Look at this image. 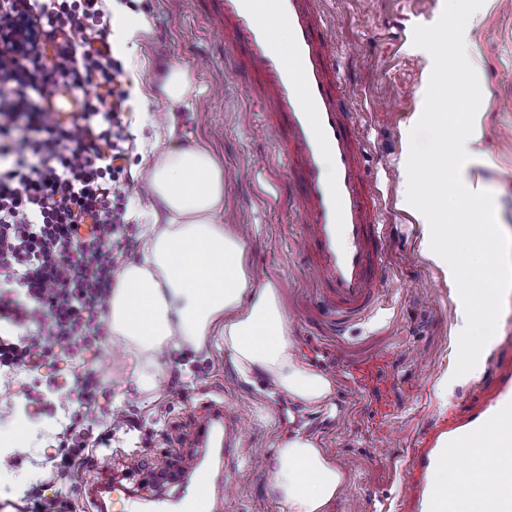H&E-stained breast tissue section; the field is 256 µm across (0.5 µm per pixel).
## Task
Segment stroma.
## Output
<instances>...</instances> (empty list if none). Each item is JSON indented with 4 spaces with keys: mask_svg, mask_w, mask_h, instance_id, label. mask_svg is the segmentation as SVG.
Listing matches in <instances>:
<instances>
[{
    "mask_svg": "<svg viewBox=\"0 0 512 512\" xmlns=\"http://www.w3.org/2000/svg\"><path fill=\"white\" fill-rule=\"evenodd\" d=\"M120 2L147 14L151 30L138 37L135 52L115 53L132 106L123 176L127 212L117 250L122 259H139L140 216L153 207L145 186L154 133L141 114L164 110L161 80L171 66H186L197 91L174 114V139L182 146L206 144L219 160L224 210L217 221L234 230L247 227L254 277L277 285L297 357L330 375L333 393L323 405L310 407L265 381L246 382L230 355L211 342L199 353L187 348L159 356L163 386L146 394L131 378L126 353L108 356L118 340L106 335L80 356L101 380L97 402L78 403L64 390L54 394L55 413L38 416V437L15 457L12 482L0 484V512H23L25 491L46 479L41 463L55 451L54 435L68 410L92 420L118 410L138 419L140 427L113 430L110 465L82 471L61 512H95L89 488L106 484L133 451L148 464L131 475L128 486L149 500L179 502L191 493L197 474L174 466L181 439L193 431L195 416L218 402L237 427L230 461L220 462L216 448L205 449L207 471L234 486L219 512H288L270 494L269 483L278 444L294 433L313 437L345 471L346 489L327 512H408L403 502L408 448L489 379L485 369L453 375L460 296L455 282L424 253L422 226L403 194L401 162L433 67L431 55L414 45L413 29L437 22L444 0H323L336 18L334 42L348 105L360 114L373 147L368 169L383 192L387 226L380 305L342 331L299 249L304 226L291 202L293 184L257 89L231 72L235 50L217 28L214 0ZM466 53L483 92L476 116L481 137L472 146L466 174L492 193L497 222L512 235V0H485L469 25Z\"/></svg>",
    "mask_w": 512,
    "mask_h": 512,
    "instance_id": "35a3bbf8",
    "label": "stroma"
}]
</instances>
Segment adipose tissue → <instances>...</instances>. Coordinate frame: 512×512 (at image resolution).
<instances>
[{"mask_svg": "<svg viewBox=\"0 0 512 512\" xmlns=\"http://www.w3.org/2000/svg\"><path fill=\"white\" fill-rule=\"evenodd\" d=\"M193 86L188 68L168 69L160 92L170 109L153 120V128L171 129L172 106ZM153 148L149 185L157 210L141 227V260L122 264L108 302L111 331L138 363L136 386L158 391L160 354L186 347L200 351L214 337L241 376L259 374L308 405L326 402L332 382L297 358L278 288L252 280L243 240L216 221L224 208L219 161L203 145L178 147L159 138ZM461 479L469 492L453 496V512H470L472 496L496 489L478 454ZM345 481L315 439L296 433L281 440L270 487L288 512H325Z\"/></svg>", "mask_w": 512, "mask_h": 512, "instance_id": "obj_1", "label": "adipose tissue"}]
</instances>
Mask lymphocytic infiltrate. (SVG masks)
Instances as JSON below:
<instances>
[{"label":"lymphocytic infiltrate","instance_id":"lymphocytic-infiltrate-1","mask_svg":"<svg viewBox=\"0 0 512 512\" xmlns=\"http://www.w3.org/2000/svg\"><path fill=\"white\" fill-rule=\"evenodd\" d=\"M36 28L39 43L24 55L0 47V371L55 368L99 343L101 316L119 268L113 244L124 230L122 161L129 92L115 93L122 70L112 56L103 0H0V33ZM55 42L57 62L40 61ZM100 93L77 112L49 107L62 87ZM50 457L49 482L32 485L27 512H57L72 480L97 465L111 428L93 434L72 416Z\"/></svg>","mask_w":512,"mask_h":512}]
</instances>
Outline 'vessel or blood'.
<instances>
[{"label":"vessel or blood","mask_w":512,"mask_h":512,"mask_svg":"<svg viewBox=\"0 0 512 512\" xmlns=\"http://www.w3.org/2000/svg\"><path fill=\"white\" fill-rule=\"evenodd\" d=\"M321 0H217L225 43L239 46L234 69L257 85L281 133L295 208L320 295L337 325L369 316L379 304L385 268L386 227L381 190L367 173L368 141L350 112L341 87L335 46ZM287 26L291 41L275 37ZM491 373L493 387L477 385V401L461 406L409 451L404 498L411 512H450L448 492L429 477L452 467L467 452H483L495 465L512 464V342L500 349ZM224 424L220 404L197 421V438H212ZM211 477L199 472L182 512H213ZM475 512H512V494L478 496Z\"/></svg>","instance_id":"obj_1"}]
</instances>
